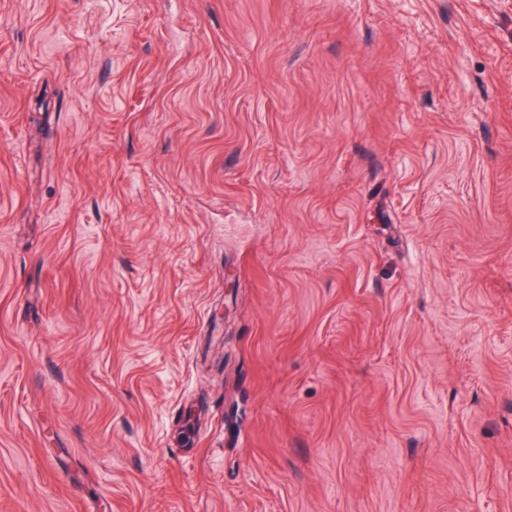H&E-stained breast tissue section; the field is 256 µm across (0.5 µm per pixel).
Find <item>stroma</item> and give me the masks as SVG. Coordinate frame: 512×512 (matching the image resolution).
Returning a JSON list of instances; mask_svg holds the SVG:
<instances>
[{
	"mask_svg": "<svg viewBox=\"0 0 512 512\" xmlns=\"http://www.w3.org/2000/svg\"><path fill=\"white\" fill-rule=\"evenodd\" d=\"M0 512H512V0H0Z\"/></svg>",
	"mask_w": 512,
	"mask_h": 512,
	"instance_id": "1",
	"label": "stroma"
}]
</instances>
